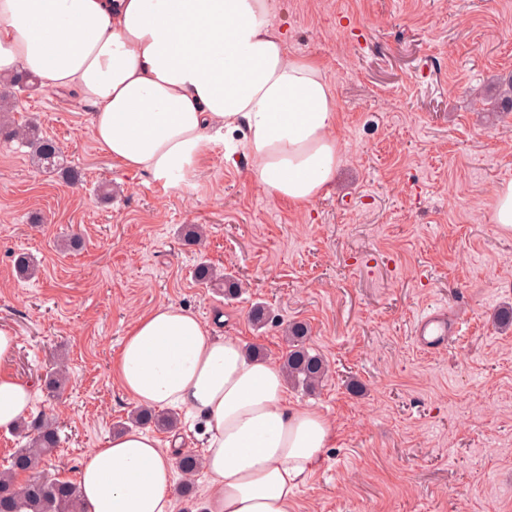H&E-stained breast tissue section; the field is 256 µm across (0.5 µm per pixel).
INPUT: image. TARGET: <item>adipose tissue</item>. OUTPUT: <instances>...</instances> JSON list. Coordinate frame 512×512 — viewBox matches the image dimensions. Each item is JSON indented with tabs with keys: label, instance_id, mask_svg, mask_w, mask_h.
<instances>
[{
	"label": "adipose tissue",
	"instance_id": "obj_1",
	"mask_svg": "<svg viewBox=\"0 0 512 512\" xmlns=\"http://www.w3.org/2000/svg\"><path fill=\"white\" fill-rule=\"evenodd\" d=\"M20 70L76 89L101 149L158 180L193 176L215 133L238 129L254 180L298 206L328 195L342 163L333 86L289 54L271 0H0V76ZM114 372L135 404L199 417L205 512H292L335 439L290 406L281 366L175 303L133 324ZM33 410L31 383L0 372V431ZM175 473L148 431L113 432L79 470L86 512H172Z\"/></svg>",
	"mask_w": 512,
	"mask_h": 512
}]
</instances>
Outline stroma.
<instances>
[{"label":"stroma","mask_w":512,"mask_h":512,"mask_svg":"<svg viewBox=\"0 0 512 512\" xmlns=\"http://www.w3.org/2000/svg\"><path fill=\"white\" fill-rule=\"evenodd\" d=\"M276 2L289 53L323 65L338 105L344 159L308 206L272 198L220 141L166 187L100 148L76 91L15 94L11 120L36 123L80 174L67 184L0 139V323L20 342L4 367L62 425L44 468L77 479L133 409L111 367L137 318L172 302L276 363L281 325L308 326L330 372L288 400L323 413L336 439L294 512H512V329L497 323L512 306V234L491 220L512 180V0ZM184 224L204 225L203 246L183 244ZM21 255L36 276L17 274ZM201 262L239 279V296L199 284ZM257 303L273 317L261 329ZM436 306L465 326L424 353L414 320ZM58 359L68 381L53 392Z\"/></svg>","instance_id":"35a3bbf8"}]
</instances>
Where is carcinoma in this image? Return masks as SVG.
<instances>
[{"mask_svg": "<svg viewBox=\"0 0 512 512\" xmlns=\"http://www.w3.org/2000/svg\"><path fill=\"white\" fill-rule=\"evenodd\" d=\"M34 80L36 77L26 73L1 79L0 110L5 113L10 111L11 89L27 87ZM0 133L21 139L30 148L31 160L38 168L57 174L67 183L79 182L78 172L68 165L57 143L42 135L36 125L14 128L8 117L3 115L0 117ZM195 277L209 288L223 289L227 298L238 294V283L230 275H221L209 265H199ZM307 338L308 327L303 323H293L285 328L287 350L282 368L293 385L313 390L327 375V365L321 355L312 352L306 345ZM128 422L167 430L177 426L178 418L142 407L131 413ZM17 431L28 438V444L14 452L9 465L0 470V512H85L79 484L70 479L43 474L46 458L60 444V431L55 422L39 414L21 420ZM201 464L196 454H180L178 467L187 477L181 484L183 495H191L193 486L189 477L199 471Z\"/></svg>", "mask_w": 512, "mask_h": 512, "instance_id": "cac0c4a2", "label": "carcinoma"}]
</instances>
